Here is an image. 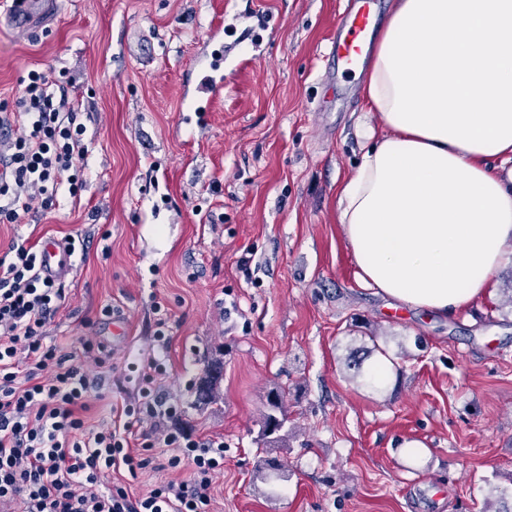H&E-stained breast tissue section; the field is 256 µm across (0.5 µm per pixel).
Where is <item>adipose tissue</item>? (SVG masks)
I'll return each mask as SVG.
<instances>
[{
    "label": "adipose tissue",
    "instance_id": "1",
    "mask_svg": "<svg viewBox=\"0 0 512 512\" xmlns=\"http://www.w3.org/2000/svg\"><path fill=\"white\" fill-rule=\"evenodd\" d=\"M364 104L386 133L339 195L358 278L460 311L512 252V0H394Z\"/></svg>",
    "mask_w": 512,
    "mask_h": 512
}]
</instances>
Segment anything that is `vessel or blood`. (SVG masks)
Instances as JSON below:
<instances>
[{
    "instance_id": "b4317fda",
    "label": "vessel or blood",
    "mask_w": 512,
    "mask_h": 512,
    "mask_svg": "<svg viewBox=\"0 0 512 512\" xmlns=\"http://www.w3.org/2000/svg\"><path fill=\"white\" fill-rule=\"evenodd\" d=\"M10 21L19 30H29L47 24L54 15L53 0H12ZM379 24L377 0H346L343 13L336 22V37L331 52L342 74L353 75L364 70L369 61V49ZM222 59H215L193 70L190 85L184 90L192 112H200V96L216 99L224 88L219 75ZM74 250L65 241L48 238L40 248L38 267L43 276L62 280L72 271Z\"/></svg>"
}]
</instances>
